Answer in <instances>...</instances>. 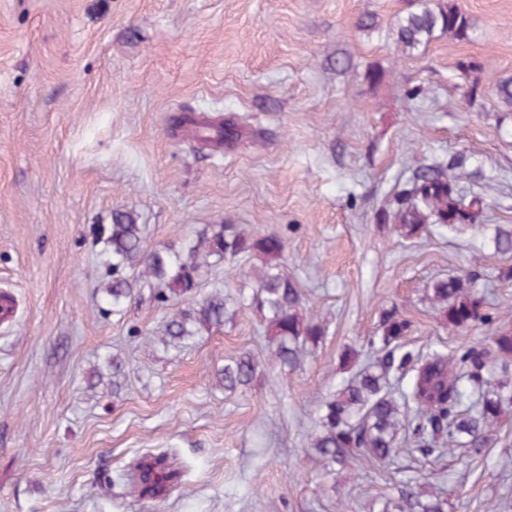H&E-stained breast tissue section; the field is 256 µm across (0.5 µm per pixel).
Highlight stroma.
<instances>
[{"instance_id": "35a3bbf8", "label": "stroma", "mask_w": 512, "mask_h": 512, "mask_svg": "<svg viewBox=\"0 0 512 512\" xmlns=\"http://www.w3.org/2000/svg\"><path fill=\"white\" fill-rule=\"evenodd\" d=\"M413 0H0V512H370L418 476L448 512H512V405L476 459L389 466L357 455L327 471L310 446L317 401L352 377L340 356L373 354L384 310L410 321L407 348L487 344L512 328V0H456L467 38L403 51ZM477 65L462 76L460 63ZM481 96L467 104L471 82ZM175 112L234 114L249 137L226 152L173 136ZM465 156L490 208L456 235L412 241L378 213L420 164ZM133 213L148 249L181 247L208 224L285 243L300 310L326 335L298 369L268 353L248 295L257 257L208 268L221 329L173 342L171 302L134 292L121 313L101 228ZM475 274L496 325L442 323L440 279ZM248 352L245 389L214 374ZM121 362L123 387L112 389ZM190 471L166 497L123 477L147 449Z\"/></svg>"}]
</instances>
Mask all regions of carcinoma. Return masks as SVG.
<instances>
[{"mask_svg": "<svg viewBox=\"0 0 512 512\" xmlns=\"http://www.w3.org/2000/svg\"><path fill=\"white\" fill-rule=\"evenodd\" d=\"M469 19L455 0L420 4L400 19L398 42L413 51L432 40L435 32L465 38ZM172 132L190 130L198 142L217 150L243 140L244 129L233 115L207 118L177 112L169 116ZM464 167L433 161L420 165L383 207L379 221L392 224L405 239L418 237L430 224L460 232L489 209L481 191H462ZM112 265V280L102 289L104 299L119 313L136 286L160 289L164 300L177 308L169 315L166 333L178 341L202 331L224 326L227 312L224 292L199 296L201 272L210 259L231 260L257 254L263 265L253 276L251 304L266 322L271 356L283 366L300 364L306 346L316 345L325 329L299 317L301 293L284 271V242L276 235L253 236L238 224H208L192 244L176 251H147L144 225L131 213L113 220L105 239ZM470 274L440 279L431 288V302L448 324L463 328L476 321L491 322L483 313V296ZM410 323L395 310L382 314L379 335L368 345L379 353L372 370L350 380L335 395L320 401L315 449L324 467L333 468L354 454L375 462L389 461L402 453L425 461L438 460L450 449L477 457L487 448L504 404L512 401V329L498 330L488 347H469L456 353L427 355L401 350ZM257 363L247 352L231 359L215 373L224 389L234 391L251 384ZM406 387L394 393L388 387L391 372ZM184 471L170 463L167 452H148L129 480L131 495L159 499L181 483ZM448 497L427 483L407 482L397 493L378 500L377 512H446Z\"/></svg>", "mask_w": 512, "mask_h": 512, "instance_id": "carcinoma-1", "label": "carcinoma"}]
</instances>
